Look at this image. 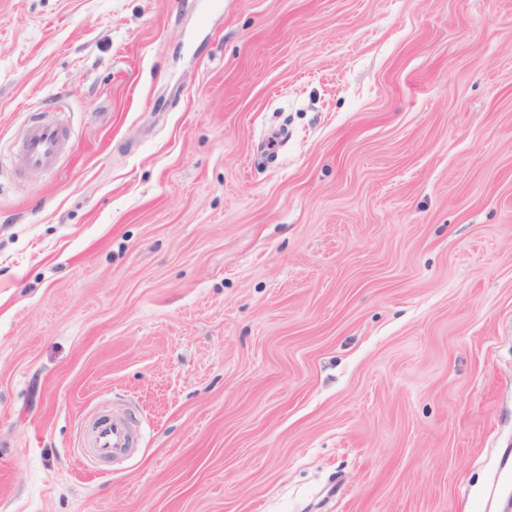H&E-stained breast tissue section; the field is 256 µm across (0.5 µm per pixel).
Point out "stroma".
<instances>
[{
    "mask_svg": "<svg viewBox=\"0 0 512 512\" xmlns=\"http://www.w3.org/2000/svg\"><path fill=\"white\" fill-rule=\"evenodd\" d=\"M507 472L512 0H0V512H504ZM65 140V126L58 120L32 121L22 132V165L36 171L53 172ZM135 426L131 415L102 420L86 445L96 459H123L131 453Z\"/></svg>",
    "mask_w": 512,
    "mask_h": 512,
    "instance_id": "obj_1",
    "label": "stroma"
}]
</instances>
